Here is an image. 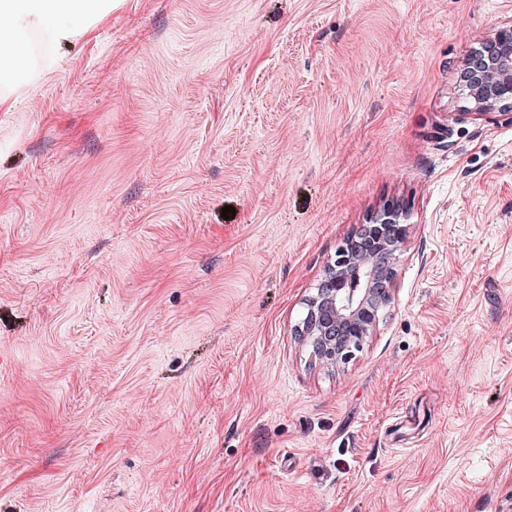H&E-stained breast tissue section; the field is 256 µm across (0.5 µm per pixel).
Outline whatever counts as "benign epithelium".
Listing matches in <instances>:
<instances>
[{
  "mask_svg": "<svg viewBox=\"0 0 512 512\" xmlns=\"http://www.w3.org/2000/svg\"><path fill=\"white\" fill-rule=\"evenodd\" d=\"M466 98L481 116L512 98V25L487 40V51L466 60ZM404 211L396 203L376 210L348 237L328 266L314 295L305 301L295 335L319 364L349 363L374 334L379 313L392 301L397 263L407 235Z\"/></svg>",
  "mask_w": 512,
  "mask_h": 512,
  "instance_id": "7a95c632",
  "label": "benign epithelium"
}]
</instances>
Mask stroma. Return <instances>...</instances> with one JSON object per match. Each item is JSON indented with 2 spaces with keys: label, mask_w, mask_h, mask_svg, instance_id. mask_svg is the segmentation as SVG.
Returning a JSON list of instances; mask_svg holds the SVG:
<instances>
[{
  "label": "stroma",
  "mask_w": 512,
  "mask_h": 512,
  "mask_svg": "<svg viewBox=\"0 0 512 512\" xmlns=\"http://www.w3.org/2000/svg\"><path fill=\"white\" fill-rule=\"evenodd\" d=\"M510 25L115 0L0 86V512H512V117L460 83ZM392 201L393 300L323 367L304 302Z\"/></svg>",
  "instance_id": "stroma-1"
}]
</instances>
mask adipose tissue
<instances>
[{
    "instance_id": "obj_1",
    "label": "adipose tissue",
    "mask_w": 512,
    "mask_h": 512,
    "mask_svg": "<svg viewBox=\"0 0 512 512\" xmlns=\"http://www.w3.org/2000/svg\"><path fill=\"white\" fill-rule=\"evenodd\" d=\"M79 0H0V57L12 65L0 69L1 85L26 81L25 36L33 29L44 30L56 42L69 41L86 29L79 20Z\"/></svg>"
}]
</instances>
